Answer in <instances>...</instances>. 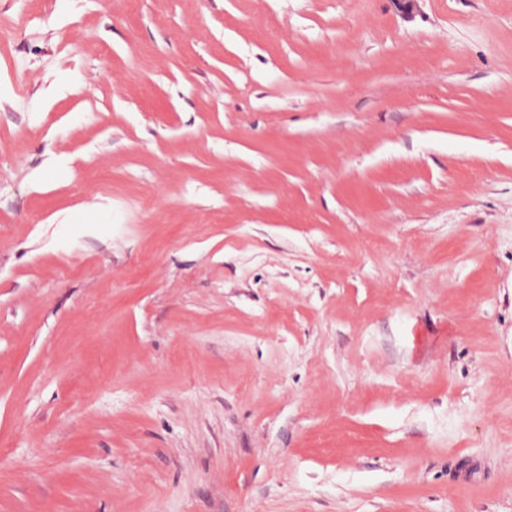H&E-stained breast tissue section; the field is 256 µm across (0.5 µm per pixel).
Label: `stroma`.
<instances>
[{
	"instance_id": "35a3bbf8",
	"label": "stroma",
	"mask_w": 512,
	"mask_h": 512,
	"mask_svg": "<svg viewBox=\"0 0 512 512\" xmlns=\"http://www.w3.org/2000/svg\"><path fill=\"white\" fill-rule=\"evenodd\" d=\"M28 9L0 512H512V0Z\"/></svg>"
}]
</instances>
